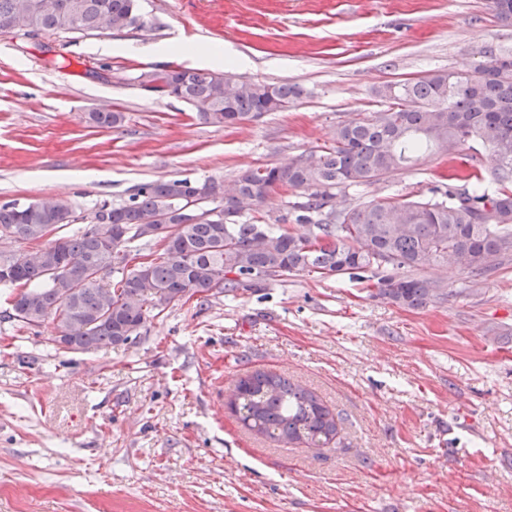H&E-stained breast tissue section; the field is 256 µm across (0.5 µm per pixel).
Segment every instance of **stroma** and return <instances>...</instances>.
Wrapping results in <instances>:
<instances>
[{
  "label": "stroma",
  "instance_id": "1",
  "mask_svg": "<svg viewBox=\"0 0 512 512\" xmlns=\"http://www.w3.org/2000/svg\"><path fill=\"white\" fill-rule=\"evenodd\" d=\"M146 27L91 36L0 34V202L58 194L82 212L155 179L231 183L328 146L384 108L386 83L467 70L512 25L489 0H139ZM223 47L227 72L288 82L291 108L229 126L142 90L144 70L189 66L176 46ZM118 44L111 55L96 53ZM123 113L121 127L88 115ZM438 150L337 193L353 207L419 199L473 162ZM303 189H276L262 223L300 234ZM448 297L410 310L368 283L292 272L204 306L178 305L133 344L57 348L61 329L0 319V512H512V261L481 277L431 262ZM261 370L314 391L342 419L326 448L277 445L228 409Z\"/></svg>",
  "mask_w": 512,
  "mask_h": 512
}]
</instances>
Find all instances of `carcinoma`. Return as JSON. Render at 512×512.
<instances>
[{
	"label": "carcinoma",
	"instance_id": "obj_1",
	"mask_svg": "<svg viewBox=\"0 0 512 512\" xmlns=\"http://www.w3.org/2000/svg\"><path fill=\"white\" fill-rule=\"evenodd\" d=\"M502 22H512V0H490ZM146 26L138 0H0V33L92 35ZM471 70H437L387 83L376 95L388 106L336 127L332 143L286 166L240 174L232 184L208 179L152 180L129 201L98 206L92 226L61 236L35 255L0 258V288L21 289L4 318L22 328L56 321L70 350H99L136 340L145 324L168 307L240 288H261L293 271L320 276L369 271L373 296L420 309L447 296L411 271L430 260L486 276L512 255V54L491 47ZM205 124L237 125L284 111L304 94L297 84L238 81L197 69L146 70ZM97 128H117L120 112H92ZM471 142L491 152L493 187L482 169L448 175L428 199L387 198L325 210L335 191L372 184L411 166L434 145L453 157ZM310 191L298 206L307 232L273 231L256 212L277 188ZM204 196L212 217L198 221L185 206ZM167 220L160 224L157 217ZM81 219L70 199L0 203V237L34 242ZM156 240V257L129 269L127 244ZM229 405L247 430L274 444L325 448L340 420L314 392L266 371L241 377Z\"/></svg>",
	"mask_w": 512,
	"mask_h": 512
}]
</instances>
